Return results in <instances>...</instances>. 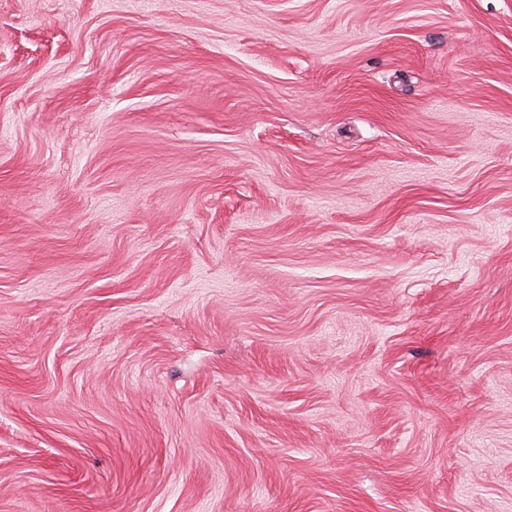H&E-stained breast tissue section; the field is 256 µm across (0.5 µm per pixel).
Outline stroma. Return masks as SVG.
I'll use <instances>...</instances> for the list:
<instances>
[{
    "mask_svg": "<svg viewBox=\"0 0 512 512\" xmlns=\"http://www.w3.org/2000/svg\"><path fill=\"white\" fill-rule=\"evenodd\" d=\"M0 512H512V0H0Z\"/></svg>",
    "mask_w": 512,
    "mask_h": 512,
    "instance_id": "obj_1",
    "label": "stroma"
}]
</instances>
